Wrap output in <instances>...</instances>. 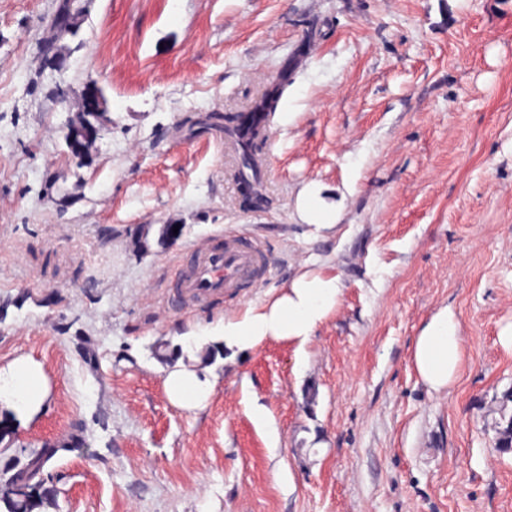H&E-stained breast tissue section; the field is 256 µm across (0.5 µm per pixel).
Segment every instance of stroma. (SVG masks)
<instances>
[{
    "instance_id": "35a3bbf8",
    "label": "stroma",
    "mask_w": 512,
    "mask_h": 512,
    "mask_svg": "<svg viewBox=\"0 0 512 512\" xmlns=\"http://www.w3.org/2000/svg\"><path fill=\"white\" fill-rule=\"evenodd\" d=\"M59 2L0 0V369L28 356L49 383L37 411L0 401V466L84 430L39 512H512V0H87L56 72ZM291 56L256 206L209 117ZM91 80L108 109L77 159ZM310 184L345 192L333 229L301 219ZM231 232L266 281L168 311L187 248ZM303 270L342 285L304 353L220 352L206 407L171 404L163 343L191 352ZM445 307L462 356L437 393L411 355ZM98 129L93 124L69 123L64 132V139L72 156L84 155L89 146L95 142Z\"/></svg>"
}]
</instances>
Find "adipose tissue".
<instances>
[{
    "label": "adipose tissue",
    "mask_w": 512,
    "mask_h": 512,
    "mask_svg": "<svg viewBox=\"0 0 512 512\" xmlns=\"http://www.w3.org/2000/svg\"><path fill=\"white\" fill-rule=\"evenodd\" d=\"M303 220L318 227L332 228L340 217L341 204H329L317 186L299 195ZM342 293L338 277L306 271L272 301L225 318L224 347L246 351L266 340H284L305 346L316 328L336 309ZM462 338L448 310L436 313L421 329L413 346V363L419 377L433 390H441L456 376L461 361ZM10 395L24 409L37 408L47 395V380L40 365L30 358L16 360L10 367ZM171 403L187 409L204 408L214 390L211 372L196 356L178 362L164 380Z\"/></svg>",
    "instance_id": "ef3b65f1"
}]
</instances>
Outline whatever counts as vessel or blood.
Instances as JSON below:
<instances>
[{
  "mask_svg": "<svg viewBox=\"0 0 512 512\" xmlns=\"http://www.w3.org/2000/svg\"><path fill=\"white\" fill-rule=\"evenodd\" d=\"M265 251L243 234L223 237L188 248L171 283L170 302L204 305L225 295H240L266 274Z\"/></svg>",
  "mask_w": 512,
  "mask_h": 512,
  "instance_id": "vessel-or-blood-1",
  "label": "vessel or blood"
}]
</instances>
